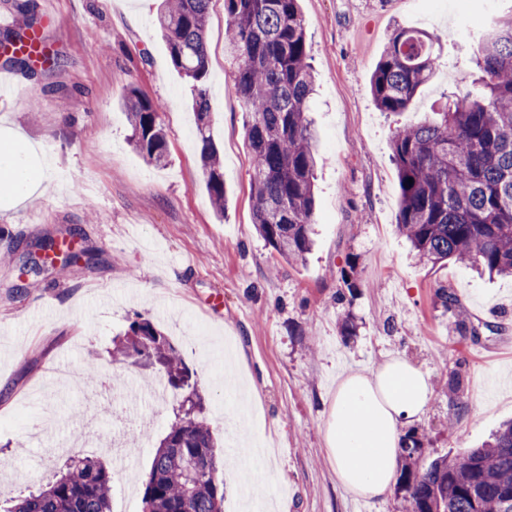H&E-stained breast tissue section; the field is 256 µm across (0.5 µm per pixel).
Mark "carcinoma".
<instances>
[{"mask_svg": "<svg viewBox=\"0 0 512 512\" xmlns=\"http://www.w3.org/2000/svg\"><path fill=\"white\" fill-rule=\"evenodd\" d=\"M211 0H162L158 24L174 68L187 79L206 187L224 213V166L211 133L206 27ZM26 27L0 42L14 47L7 63L30 67L19 44L34 30V0H12ZM231 91L246 110L252 154V220L279 257L297 261L314 234V172L318 155L308 118L314 75L299 0H224ZM438 39L414 28L396 30L370 80L383 112H405L435 74ZM474 90L391 139L398 186L396 226L418 261L450 260L490 277L512 276V6L478 39ZM123 108L131 141L157 168L167 164L161 103L131 87ZM413 183H408V180ZM115 357L140 356L160 366L180 394L144 482L142 512H223L224 483L203 401L179 350L150 319L132 321ZM406 463L397 490L408 512H512V422L493 441L428 462L418 441L402 445ZM112 467L96 457L69 460L55 479L18 499L7 512H112Z\"/></svg>", "mask_w": 512, "mask_h": 512, "instance_id": "obj_1", "label": "carcinoma"}]
</instances>
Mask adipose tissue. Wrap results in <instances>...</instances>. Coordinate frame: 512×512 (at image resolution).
I'll use <instances>...</instances> for the list:
<instances>
[{
  "mask_svg": "<svg viewBox=\"0 0 512 512\" xmlns=\"http://www.w3.org/2000/svg\"><path fill=\"white\" fill-rule=\"evenodd\" d=\"M49 163L41 150L0 129V186L10 204L43 192ZM430 378L421 368L390 357L369 372L341 379L330 405L325 444L337 483L349 495L375 500L387 495L400 456L402 429L424 413Z\"/></svg>",
  "mask_w": 512,
  "mask_h": 512,
  "instance_id": "adipose-tissue-1",
  "label": "adipose tissue"
}]
</instances>
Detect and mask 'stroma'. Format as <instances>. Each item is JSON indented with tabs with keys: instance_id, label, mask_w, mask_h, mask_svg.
<instances>
[{
	"instance_id": "35a3bbf8",
	"label": "stroma",
	"mask_w": 512,
	"mask_h": 512,
	"mask_svg": "<svg viewBox=\"0 0 512 512\" xmlns=\"http://www.w3.org/2000/svg\"><path fill=\"white\" fill-rule=\"evenodd\" d=\"M43 34L63 65L47 74L0 60V126L40 145L51 168L38 197L0 207V512L46 482L79 447L54 444L88 426L98 447L120 424L112 397L89 405L86 367L155 382L156 369L113 363V336L150 318L194 371L218 447L260 427L276 475L271 498L288 512H406L401 493L366 501L345 493L326 454L332 395L348 373L391 355L430 375L432 397L409 429L426 458L459 454L512 420V277L488 280L458 264L417 263L396 230L394 130L472 86L478 50L469 30L482 0H448L431 17L414 0H300L310 62L316 148L315 247L280 259L256 234L245 111L227 93L224 0L207 25L212 133L224 158L228 203L216 215L201 170L189 85L171 63L156 23L159 0H35ZM436 32L440 66L413 106L379 110L369 79L396 29ZM137 87L164 106L168 163L133 146L122 100ZM78 228L83 256L58 275L29 272L45 235ZM350 283H343L342 273ZM446 286L453 302L436 294ZM239 364L240 391L224 383ZM69 365L58 383L54 368ZM459 388H452V376ZM156 410L138 438L132 475L114 473L112 512H142L152 441L173 417Z\"/></svg>"
}]
</instances>
